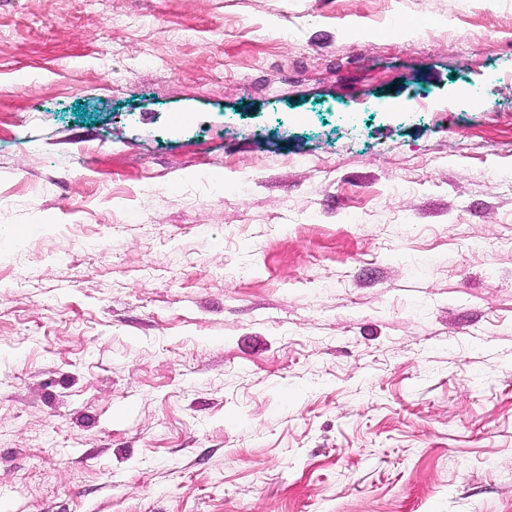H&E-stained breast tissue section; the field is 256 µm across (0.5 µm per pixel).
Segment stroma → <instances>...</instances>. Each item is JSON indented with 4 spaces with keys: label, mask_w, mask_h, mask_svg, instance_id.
Instances as JSON below:
<instances>
[{
    "label": "stroma",
    "mask_w": 512,
    "mask_h": 512,
    "mask_svg": "<svg viewBox=\"0 0 512 512\" xmlns=\"http://www.w3.org/2000/svg\"><path fill=\"white\" fill-rule=\"evenodd\" d=\"M0 106V512H512V0H0Z\"/></svg>",
    "instance_id": "stroma-1"
}]
</instances>
